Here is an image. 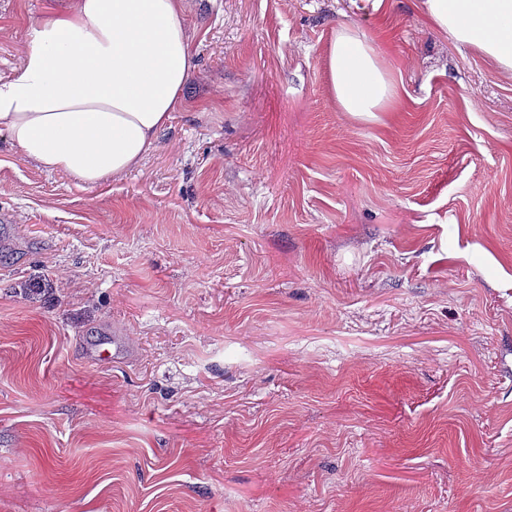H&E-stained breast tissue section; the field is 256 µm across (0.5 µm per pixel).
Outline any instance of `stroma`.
Segmentation results:
<instances>
[{
	"label": "stroma",
	"mask_w": 512,
	"mask_h": 512,
	"mask_svg": "<svg viewBox=\"0 0 512 512\" xmlns=\"http://www.w3.org/2000/svg\"><path fill=\"white\" fill-rule=\"evenodd\" d=\"M73 2L0 0V78ZM425 2L184 0L185 96L95 187L0 132V512H512V70ZM330 73L336 99L347 112H379L394 89L374 49L347 32L331 46ZM90 353L93 360L102 364L115 363L127 358L125 345L114 336H112V342L104 340L98 343Z\"/></svg>",
	"instance_id": "1"
}]
</instances>
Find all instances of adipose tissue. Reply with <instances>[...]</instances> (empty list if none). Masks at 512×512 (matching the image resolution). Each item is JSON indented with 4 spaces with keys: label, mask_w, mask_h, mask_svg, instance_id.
<instances>
[{
    "label": "adipose tissue",
    "mask_w": 512,
    "mask_h": 512,
    "mask_svg": "<svg viewBox=\"0 0 512 512\" xmlns=\"http://www.w3.org/2000/svg\"><path fill=\"white\" fill-rule=\"evenodd\" d=\"M434 23L512 69V0H426ZM182 0H74L30 24L0 78V126L41 168L92 187L135 170L179 106L195 54ZM338 103L380 111L393 87L374 49L343 32L330 51Z\"/></svg>",
    "instance_id": "1"
}]
</instances>
